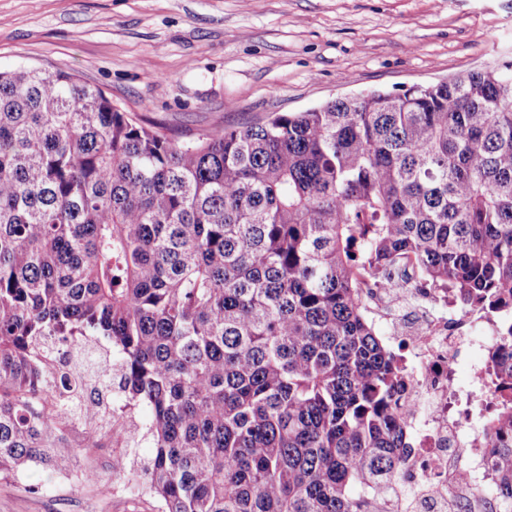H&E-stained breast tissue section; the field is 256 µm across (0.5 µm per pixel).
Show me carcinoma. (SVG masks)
Listing matches in <instances>:
<instances>
[{"label":"carcinoma","mask_w":512,"mask_h":512,"mask_svg":"<svg viewBox=\"0 0 512 512\" xmlns=\"http://www.w3.org/2000/svg\"><path fill=\"white\" fill-rule=\"evenodd\" d=\"M512 313V58L180 141L61 70L0 71V472L124 440L159 512H392L405 357L359 293ZM112 343L91 374L51 362ZM486 443L512 512V325ZM117 385L137 425L88 393Z\"/></svg>","instance_id":"1"}]
</instances>
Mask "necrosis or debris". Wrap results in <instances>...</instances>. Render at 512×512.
<instances>
[{
	"label": "necrosis or debris",
	"instance_id": "4bbe7bcc",
	"mask_svg": "<svg viewBox=\"0 0 512 512\" xmlns=\"http://www.w3.org/2000/svg\"><path fill=\"white\" fill-rule=\"evenodd\" d=\"M367 298L379 307L391 301L408 305L417 315L406 327L389 326L387 333L388 341L404 342L413 355L402 400L414 440L402 459L412 512H499L494 490L502 474L477 417L462 406L466 389L454 375L455 365L470 358L469 387L484 388L487 367L476 355L499 345V320L449 313L446 301L432 291L419 303L401 290H374Z\"/></svg>",
	"mask_w": 512,
	"mask_h": 512
}]
</instances>
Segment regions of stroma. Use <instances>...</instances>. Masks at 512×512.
<instances>
[{
  "label": "stroma",
  "instance_id": "stroma-1",
  "mask_svg": "<svg viewBox=\"0 0 512 512\" xmlns=\"http://www.w3.org/2000/svg\"><path fill=\"white\" fill-rule=\"evenodd\" d=\"M512 56V0H0V70H62L190 139L274 112L434 83ZM0 474V512H158L113 476ZM42 484L32 494L28 484Z\"/></svg>",
  "mask_w": 512,
  "mask_h": 512
}]
</instances>
